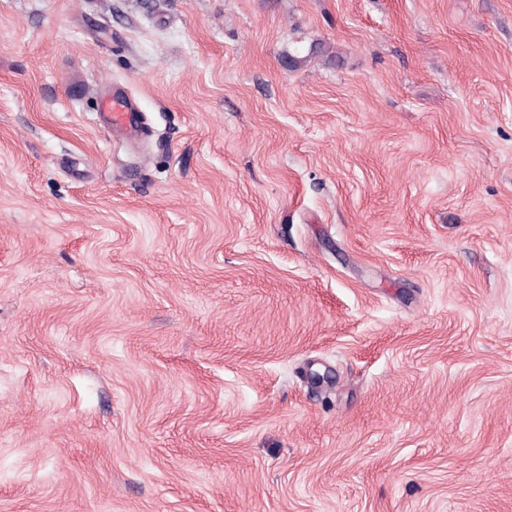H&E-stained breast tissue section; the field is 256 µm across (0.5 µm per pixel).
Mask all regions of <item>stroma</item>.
Here are the masks:
<instances>
[{
  "mask_svg": "<svg viewBox=\"0 0 512 512\" xmlns=\"http://www.w3.org/2000/svg\"><path fill=\"white\" fill-rule=\"evenodd\" d=\"M0 512H512V0H0ZM101 114L105 126L111 132H121L129 137H134L137 134L130 103L125 97L115 96L107 100Z\"/></svg>",
  "mask_w": 512,
  "mask_h": 512,
  "instance_id": "stroma-1",
  "label": "stroma"
}]
</instances>
